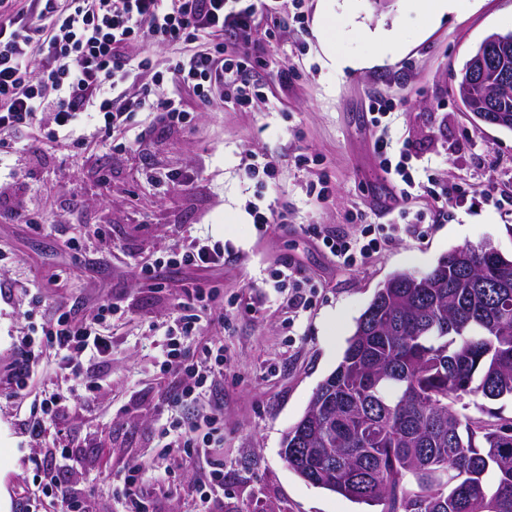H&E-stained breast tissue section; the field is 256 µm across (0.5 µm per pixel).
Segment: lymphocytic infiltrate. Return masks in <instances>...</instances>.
Here are the masks:
<instances>
[{"instance_id": "obj_1", "label": "lymphocytic infiltrate", "mask_w": 512, "mask_h": 512, "mask_svg": "<svg viewBox=\"0 0 512 512\" xmlns=\"http://www.w3.org/2000/svg\"><path fill=\"white\" fill-rule=\"evenodd\" d=\"M257 0H0V135L15 132L50 114L55 132L66 131L75 116L96 115L104 134L124 123L125 113L149 104L163 126L185 122L188 111L179 94L187 89L200 102L211 98L212 86H221L228 97L247 105L260 93L248 77L243 57L224 54L225 35H241L256 25ZM200 36L215 39L214 51L179 57L170 67L176 93L161 96L160 75L144 80L148 60H133L129 46L140 42H187ZM41 59L39 70H32L31 56ZM140 84L138 95L115 106L113 97L126 82ZM392 104L378 103L371 109L370 124L377 129L374 151L383 170L395 176L401 197L415 194L416 182L404 161L394 160L386 135ZM398 224L365 225L359 236L326 237L322 244L337 261L353 267L376 253L382 242L397 237ZM169 265L198 268L224 264L223 249L194 237H186L174 250ZM113 312L104 304L93 319H73L58 313L42 324L38 335L23 337L16 346V358L0 377L13 395H25L36 376L35 358L41 346L54 349L60 367L74 377L82 375L83 358H104L112 351V339L103 333V324ZM179 334L163 351L162 364L169 370L185 371L174 401L188 405L201 400L208 391L207 381L223 370L221 351L202 348L194 364H187L181 345L195 336L194 315L176 312ZM211 432L197 437L196 429L171 418L160 436L174 458L193 462L204 447L221 444L223 434L217 417H209Z\"/></svg>"}]
</instances>
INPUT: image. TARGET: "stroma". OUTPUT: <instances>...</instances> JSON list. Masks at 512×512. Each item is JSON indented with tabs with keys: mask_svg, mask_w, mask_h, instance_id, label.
Returning <instances> with one entry per match:
<instances>
[{
	"mask_svg": "<svg viewBox=\"0 0 512 512\" xmlns=\"http://www.w3.org/2000/svg\"><path fill=\"white\" fill-rule=\"evenodd\" d=\"M426 22L406 0H276L280 29L227 39L247 50L261 89L250 107L216 95L191 101L187 123L170 128L130 113L105 138L80 116L72 136L55 138L49 119L0 150V368L18 338L58 310L81 319L116 305L112 353L85 361L98 391L87 395L43 349L31 393L70 397L59 427L40 440L23 431L9 391L0 392V494L18 512L34 490L33 460L71 448L58 481L92 492L95 512L116 505L132 463L155 469L145 488L157 512H195L211 460L224 463V493L212 512H381L313 486L281 455L283 437L338 366L359 316L394 272L430 270L448 249L492 242L512 255V133L474 123L459 104L460 71L489 33H512V0H468ZM294 72L291 83L279 75ZM393 103L390 136L409 148L408 165L437 186L458 184L469 200L441 213L428 194L401 199L373 150L370 108ZM272 155L278 171L252 180L245 166ZM191 173L189 186L172 184ZM332 193L312 198L307 184ZM282 218L259 233L248 202ZM422 214L402 238L361 266L339 265L309 234L357 236L364 224H399ZM223 246L224 264L170 267L187 236ZM294 264L309 282L305 308L288 305L277 273ZM215 289L216 304L194 307L197 344L224 347V445L177 466L159 428L172 412L180 373L160 367L161 346L186 288ZM175 475L163 479L165 468Z\"/></svg>",
	"mask_w": 512,
	"mask_h": 512,
	"instance_id": "1",
	"label": "stroma"
}]
</instances>
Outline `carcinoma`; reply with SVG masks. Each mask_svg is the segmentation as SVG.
<instances>
[{"label":"carcinoma","mask_w":512,"mask_h":512,"mask_svg":"<svg viewBox=\"0 0 512 512\" xmlns=\"http://www.w3.org/2000/svg\"><path fill=\"white\" fill-rule=\"evenodd\" d=\"M489 54L493 67L460 72L477 93L512 78V42ZM471 115L512 132V95ZM478 393L512 397V256L467 244L384 281L282 455L307 483L382 512H512V423L454 407Z\"/></svg>","instance_id":"1"}]
</instances>
